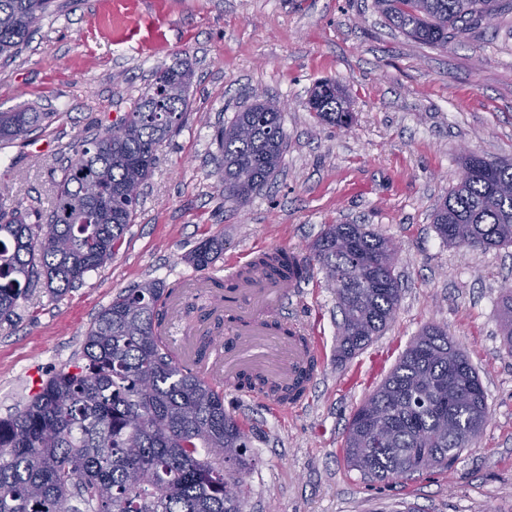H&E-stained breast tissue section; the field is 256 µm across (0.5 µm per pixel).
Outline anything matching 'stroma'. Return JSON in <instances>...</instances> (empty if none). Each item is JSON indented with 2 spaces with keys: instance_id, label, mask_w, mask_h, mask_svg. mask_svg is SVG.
Listing matches in <instances>:
<instances>
[{
  "instance_id": "1",
  "label": "stroma",
  "mask_w": 512,
  "mask_h": 512,
  "mask_svg": "<svg viewBox=\"0 0 512 512\" xmlns=\"http://www.w3.org/2000/svg\"><path fill=\"white\" fill-rule=\"evenodd\" d=\"M177 61L192 71L188 120L160 147L111 263L62 298L36 288L0 324V419L80 363L88 327L118 293L194 273L187 255L202 240L223 237L213 265L222 271L272 248L308 257L328 225L366 224L399 247L389 327L337 361L341 315L310 261L281 312L322 350L303 405L278 411L224 392L254 455L246 512H512V348L499 327L512 247L459 249L433 226L463 149L512 158V10L440 49L389 26L373 0H55L28 46L0 61V112L47 115L0 147V197L37 223L76 139L119 123L155 72ZM324 79L349 96L350 128L310 110ZM264 97L285 105L288 147L272 180L238 208L218 189L214 134ZM431 323L478 372L488 420L451 471L371 482L345 459L347 422Z\"/></svg>"
}]
</instances>
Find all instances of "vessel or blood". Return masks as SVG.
I'll use <instances>...</instances> for the list:
<instances>
[{"instance_id":"vessel-or-blood-1","label":"vessel or blood","mask_w":512,"mask_h":512,"mask_svg":"<svg viewBox=\"0 0 512 512\" xmlns=\"http://www.w3.org/2000/svg\"><path fill=\"white\" fill-rule=\"evenodd\" d=\"M228 279L231 290L224 301V331L230 341L214 345L203 357L192 340L193 326L182 322V305L187 296L209 293L212 276H184L180 291L167 298L160 332L173 359L191 365L199 378L217 387L234 386L243 373L292 385L310 351L271 327L288 301L290 281L252 272L246 262L237 265Z\"/></svg>"}]
</instances>
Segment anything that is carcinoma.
<instances>
[{
	"mask_svg": "<svg viewBox=\"0 0 512 512\" xmlns=\"http://www.w3.org/2000/svg\"><path fill=\"white\" fill-rule=\"evenodd\" d=\"M388 23L409 39L445 47L471 25L490 22L509 0H375ZM51 0H0V59H12L38 32ZM191 72L180 61L154 75L124 118L119 141L109 130L75 143L45 223L30 224L0 200V323L42 285L60 298L112 261L134 220L159 147L187 121ZM320 122L350 125L341 87L318 83L309 101ZM48 118L26 109L0 112V142L26 135ZM220 192L245 204L280 167L287 148L279 102L256 100L216 131ZM434 214L448 245L512 246V158L472 154ZM342 315L336 357L367 346L393 319L400 302L397 250L363 224H331L311 247ZM224 253V239L201 242L189 261L205 269ZM255 268L301 278L307 261L278 250ZM174 292L150 279L101 308L74 369L51 375L24 408L0 419V512H243L245 476L253 466L249 435L224 409L223 391L176 363L159 336L162 298ZM504 342L512 347V293L501 297ZM311 360L291 386L243 374L237 385L284 399L306 390ZM488 417L486 392L468 357L431 324L385 381L353 413L347 462L376 481L450 470Z\"/></svg>",
	"mask_w": 512,
	"mask_h": 512,
	"instance_id": "carcinoma-1",
	"label": "carcinoma"
}]
</instances>
